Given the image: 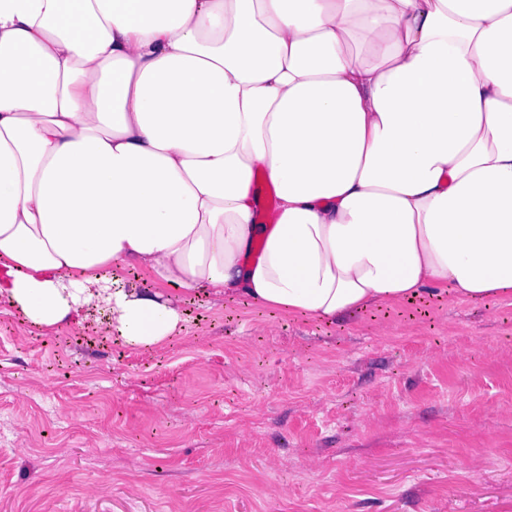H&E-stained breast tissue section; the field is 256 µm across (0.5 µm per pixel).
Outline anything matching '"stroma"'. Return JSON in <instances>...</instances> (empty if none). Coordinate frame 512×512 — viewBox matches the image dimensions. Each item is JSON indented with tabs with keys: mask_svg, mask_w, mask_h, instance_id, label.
Returning <instances> with one entry per match:
<instances>
[{
	"mask_svg": "<svg viewBox=\"0 0 512 512\" xmlns=\"http://www.w3.org/2000/svg\"><path fill=\"white\" fill-rule=\"evenodd\" d=\"M131 348L0 311V512H512V297H178Z\"/></svg>",
	"mask_w": 512,
	"mask_h": 512,
	"instance_id": "35a3bbf8",
	"label": "stroma"
}]
</instances>
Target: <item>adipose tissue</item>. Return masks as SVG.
Listing matches in <instances>:
<instances>
[{
  "mask_svg": "<svg viewBox=\"0 0 512 512\" xmlns=\"http://www.w3.org/2000/svg\"><path fill=\"white\" fill-rule=\"evenodd\" d=\"M128 267L319 320L512 294V0H0V302L179 333Z\"/></svg>",
  "mask_w": 512,
  "mask_h": 512,
  "instance_id": "1",
  "label": "adipose tissue"
}]
</instances>
